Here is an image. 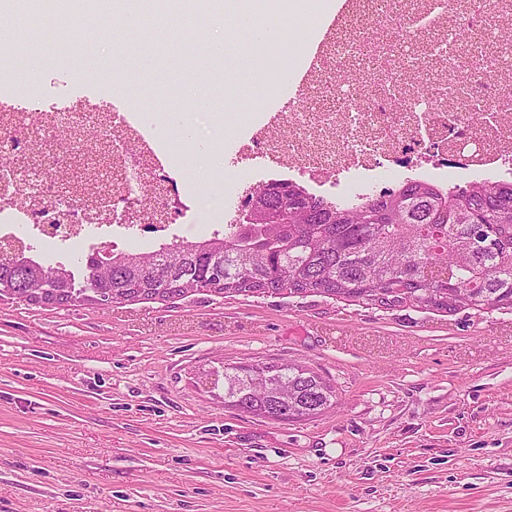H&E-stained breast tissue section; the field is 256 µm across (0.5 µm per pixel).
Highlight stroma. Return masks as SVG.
Returning a JSON list of instances; mask_svg holds the SVG:
<instances>
[{
  "label": "stroma",
  "instance_id": "35a3bbf8",
  "mask_svg": "<svg viewBox=\"0 0 512 512\" xmlns=\"http://www.w3.org/2000/svg\"><path fill=\"white\" fill-rule=\"evenodd\" d=\"M158 29L119 44L76 26L33 80L126 106L110 85L63 82L72 45L102 53L182 43ZM128 87L192 128L191 165L230 166L238 136L171 80ZM306 366L336 404L296 423L224 405V368ZM0 512H512V311H425L317 295L43 307L0 300Z\"/></svg>",
  "mask_w": 512,
  "mask_h": 512
}]
</instances>
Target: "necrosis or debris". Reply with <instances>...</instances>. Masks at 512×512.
<instances>
[{
    "instance_id": "obj_1",
    "label": "necrosis or debris",
    "mask_w": 512,
    "mask_h": 512,
    "mask_svg": "<svg viewBox=\"0 0 512 512\" xmlns=\"http://www.w3.org/2000/svg\"><path fill=\"white\" fill-rule=\"evenodd\" d=\"M297 25L323 35L300 76L282 71L274 79L278 88L293 84L292 109L274 113L239 141L230 205L202 206L179 150L170 151L166 169L142 190L138 161L150 153L147 136L157 127L141 115L114 114L112 162L129 181L117 186L111 206L154 217L155 235L143 249L181 241L177 219L193 225L196 239L241 223L246 200L265 180H285L316 197L332 192L348 205L409 180L442 189L512 180V0H344L331 23L307 15ZM48 92L40 86L0 113V143L24 148L31 141L11 123L14 113L43 112L51 137L90 116L85 96L44 111ZM84 148L83 140H68L47 155L36 189L12 185L0 194V237L42 240L34 255L40 264L113 232L137 231L133 224L115 230L90 223L87 204L79 202L71 223L46 233L58 211L55 176ZM260 156L267 169L258 179L252 162Z\"/></svg>"
}]
</instances>
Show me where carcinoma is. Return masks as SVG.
<instances>
[{"label": "carcinoma", "mask_w": 512, "mask_h": 512, "mask_svg": "<svg viewBox=\"0 0 512 512\" xmlns=\"http://www.w3.org/2000/svg\"><path fill=\"white\" fill-rule=\"evenodd\" d=\"M266 210L307 209L299 224H236L205 240L154 252H112V276L96 284L112 301L184 300L205 291L220 298L308 296L390 308L512 310V181L443 190L409 182L355 207L313 197L288 182L251 200ZM65 265L25 256L0 265V298L42 284L45 306L88 301ZM336 399L323 376L295 364L224 368V405L253 416L308 420Z\"/></svg>", "instance_id": "obj_1"}]
</instances>
